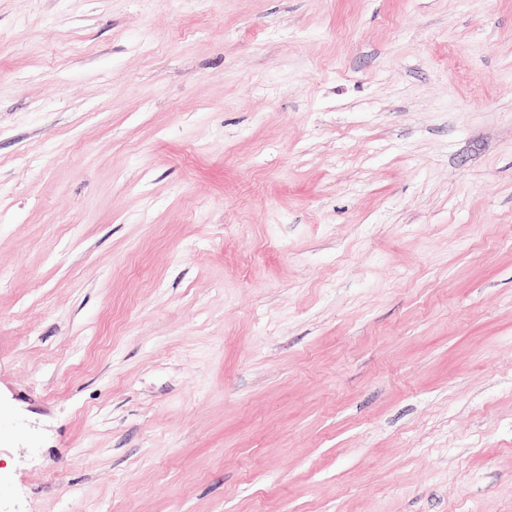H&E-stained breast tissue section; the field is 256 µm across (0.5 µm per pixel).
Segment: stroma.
Segmentation results:
<instances>
[{
    "instance_id": "35a3bbf8",
    "label": "stroma",
    "mask_w": 512,
    "mask_h": 512,
    "mask_svg": "<svg viewBox=\"0 0 512 512\" xmlns=\"http://www.w3.org/2000/svg\"><path fill=\"white\" fill-rule=\"evenodd\" d=\"M0 512H512V0H0Z\"/></svg>"
}]
</instances>
